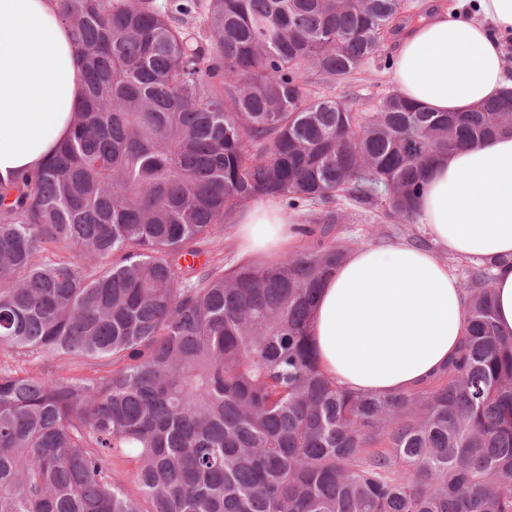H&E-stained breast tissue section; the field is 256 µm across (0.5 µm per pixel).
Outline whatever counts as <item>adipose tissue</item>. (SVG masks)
<instances>
[{"instance_id": "adipose-tissue-1", "label": "adipose tissue", "mask_w": 512, "mask_h": 512, "mask_svg": "<svg viewBox=\"0 0 512 512\" xmlns=\"http://www.w3.org/2000/svg\"><path fill=\"white\" fill-rule=\"evenodd\" d=\"M512 0H427L392 55L399 94L431 112H467L512 86L504 48ZM84 89L57 0H0V179L42 167L69 137ZM430 246H360L323 282L311 339L325 373L393 397L439 372L466 332L468 300L447 264L493 263L499 329L512 334V134L436 158L416 203ZM241 254L291 251L296 225L275 203L244 212Z\"/></svg>"}]
</instances>
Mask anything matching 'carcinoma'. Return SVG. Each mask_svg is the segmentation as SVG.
<instances>
[{
    "instance_id": "cac0c4a2",
    "label": "carcinoma",
    "mask_w": 512,
    "mask_h": 512,
    "mask_svg": "<svg viewBox=\"0 0 512 512\" xmlns=\"http://www.w3.org/2000/svg\"><path fill=\"white\" fill-rule=\"evenodd\" d=\"M82 61L72 138L0 181V512H512V336L494 263L470 272L458 355L406 394L336 385L310 343L348 248L344 198L412 224L430 161L512 132V88L470 112L312 94L394 32L401 0H59ZM306 211L311 246L225 265L235 209ZM207 255L199 266L189 259ZM131 455L132 494L112 478ZM24 359L25 360L14 355L4 356L3 353L0 352V360L2 364L7 361L9 365L16 367L18 370L23 369L29 374L38 376H40L44 371L59 369V366L63 362L62 360H59V358L47 353H40L37 357Z\"/></svg>"
}]
</instances>
